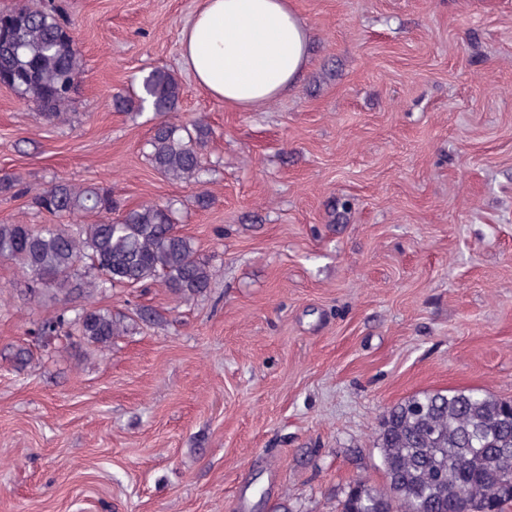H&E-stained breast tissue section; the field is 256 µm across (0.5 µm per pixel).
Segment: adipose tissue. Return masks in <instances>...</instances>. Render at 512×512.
<instances>
[{"instance_id": "ef3b65f1", "label": "adipose tissue", "mask_w": 512, "mask_h": 512, "mask_svg": "<svg viewBox=\"0 0 512 512\" xmlns=\"http://www.w3.org/2000/svg\"><path fill=\"white\" fill-rule=\"evenodd\" d=\"M180 43L196 83L238 109L294 89L310 49L308 30L288 0H202Z\"/></svg>"}]
</instances>
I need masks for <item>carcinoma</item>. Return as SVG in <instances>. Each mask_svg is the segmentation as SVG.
Wrapping results in <instances>:
<instances>
[{"instance_id":"1","label":"carcinoma","mask_w":512,"mask_h":512,"mask_svg":"<svg viewBox=\"0 0 512 512\" xmlns=\"http://www.w3.org/2000/svg\"><path fill=\"white\" fill-rule=\"evenodd\" d=\"M0 81L34 105L48 124L68 119L74 81L83 61L74 48L70 22L28 5L1 9ZM181 83L170 71L154 68L117 109L147 104L164 116L177 110ZM212 131L201 119L161 120L146 143L153 169L171 181L204 184L203 151ZM41 212L55 217L103 216L72 230L64 224L0 223V259L18 265L33 292L67 301L78 291L92 297L113 288H138L162 280L177 298L189 301L208 292L209 261L176 228L170 204L142 203L116 214L109 189L81 187L58 180L32 198ZM89 277L73 280L79 265ZM127 331L124 319L91 304L42 322L39 334L50 342L103 350ZM386 486L357 480L342 501L341 512H457L448 483L457 467L465 469L470 512H504L512 502V469H504V450L512 451V400L482 390L422 392L392 406L377 439Z\"/></svg>"}]
</instances>
